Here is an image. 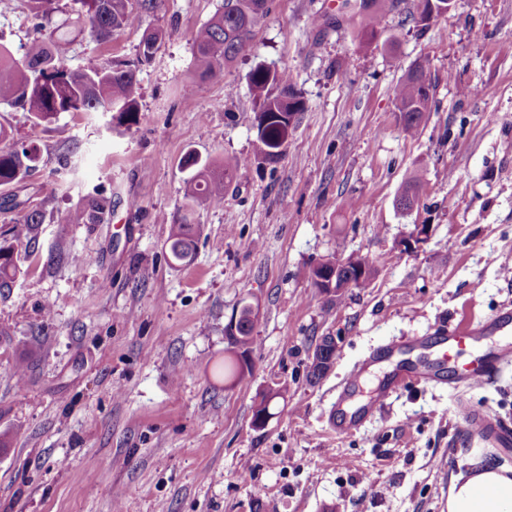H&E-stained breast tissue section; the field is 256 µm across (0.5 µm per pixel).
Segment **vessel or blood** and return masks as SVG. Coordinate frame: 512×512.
Returning <instances> with one entry per match:
<instances>
[{
  "label": "vessel or blood",
  "mask_w": 512,
  "mask_h": 512,
  "mask_svg": "<svg viewBox=\"0 0 512 512\" xmlns=\"http://www.w3.org/2000/svg\"><path fill=\"white\" fill-rule=\"evenodd\" d=\"M412 344L434 348L443 362L454 361L463 349H474L475 354L466 365L460 383L471 391L483 388L512 363V306H503L489 321L475 328L461 332L442 325L433 335L414 337ZM397 354L393 346H379L348 371L336 390V404L331 416V425L337 434H351L376 416L400 383L440 382L437 369L409 363L383 377L373 390L364 391L363 386L375 366L392 361ZM458 417L464 427L483 442L495 448L512 447V425L489 408L464 403L459 407Z\"/></svg>",
  "instance_id": "obj_1"
}]
</instances>
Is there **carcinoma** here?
<instances>
[{
  "mask_svg": "<svg viewBox=\"0 0 512 512\" xmlns=\"http://www.w3.org/2000/svg\"><path fill=\"white\" fill-rule=\"evenodd\" d=\"M394 0H362L360 27L364 35L377 34L384 13ZM86 13H77L73 27L88 32L90 37L104 40L116 32L134 25L137 14L129 8L130 0H80ZM270 11L269 0H224L222 11L215 14L198 29L193 42L197 70L204 78H217L247 52L253 42L255 29ZM164 34L154 30L143 34L139 45V59H150L162 41ZM67 39V32H59L56 42L34 41L25 59L17 61L10 50L0 45V104L29 112L44 123H50L61 112H118L128 125L138 123L140 112L138 67L133 62L118 61L104 68L69 70L58 64L54 48ZM251 90L262 104L257 116V136L253 160L276 162L288 144L292 125L268 117L295 108L304 111L301 93L285 71L273 72L258 66L249 74ZM433 86L423 69L410 70L397 85L395 98L398 110L408 132L418 129L421 114L429 111ZM10 133L0 124V186L12 185L23 188L24 180L37 159L36 150L5 146ZM185 164L195 168L187 180L185 198L186 214L181 223L173 225L167 240L169 257L176 264L190 261L193 247L191 222L188 213L199 203L220 206L224 194L233 183L235 174L243 165L237 157H226L214 164L196 155H188ZM419 179L406 182L397 198L399 208L408 209L410 199H418ZM106 201L93 199L88 205L68 216L72 224H92L99 220ZM43 213L31 210L24 215L23 227L16 239L29 237L36 225L42 223ZM20 272L18 258L11 248L0 247V288H6ZM340 274L350 277L354 287L365 288L377 275L375 266L365 262L364 269H341ZM255 314L251 304L242 305L236 325V338L231 342L238 356L224 358L219 373L224 378L240 381L245 375L242 361L255 344L253 336Z\"/></svg>",
  "mask_w": 512,
  "mask_h": 512,
  "instance_id": "cac0c4a2",
  "label": "carcinoma"
}]
</instances>
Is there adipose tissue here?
Returning <instances> with one entry per match:
<instances>
[{"instance_id": "obj_1", "label": "adipose tissue", "mask_w": 512, "mask_h": 512, "mask_svg": "<svg viewBox=\"0 0 512 512\" xmlns=\"http://www.w3.org/2000/svg\"><path fill=\"white\" fill-rule=\"evenodd\" d=\"M448 512H512V469L484 465L454 478Z\"/></svg>"}]
</instances>
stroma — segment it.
Here are the masks:
<instances>
[{
    "mask_svg": "<svg viewBox=\"0 0 512 512\" xmlns=\"http://www.w3.org/2000/svg\"><path fill=\"white\" fill-rule=\"evenodd\" d=\"M224 0H161L137 27L62 44L77 70L139 61V122L63 112L48 124L0 104L12 145L36 147L27 242L0 188V245L20 274L0 290V512H447L453 476L512 452L482 445L455 419L459 401L512 424V366L483 389L412 384L359 432L336 435V387L373 349L463 330L512 304V0H457L430 22L399 0L363 39L344 0H271L251 50L224 77L200 79L193 36ZM79 0L45 19L0 0V44L23 58L73 21ZM288 72L305 102L281 159L252 162L256 65ZM423 68L435 88L405 132L395 88ZM247 159L220 206H195V253L172 263L166 240L185 209L187 153ZM419 177L412 210L396 205ZM110 198L100 224H71ZM426 241L403 249L417 225ZM373 263L366 288L336 301L313 268L337 244ZM250 302L251 370L218 376L225 328ZM336 360L307 378L321 337ZM24 369L17 379L16 369ZM288 389L263 428L253 409Z\"/></svg>",
    "mask_w": 512,
    "mask_h": 512,
    "instance_id": "stroma-1",
    "label": "stroma"
}]
</instances>
